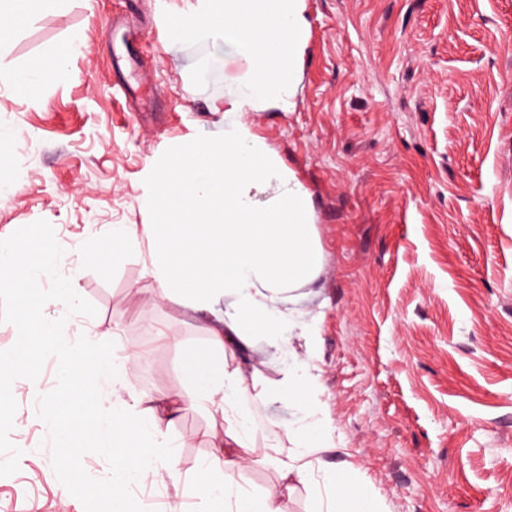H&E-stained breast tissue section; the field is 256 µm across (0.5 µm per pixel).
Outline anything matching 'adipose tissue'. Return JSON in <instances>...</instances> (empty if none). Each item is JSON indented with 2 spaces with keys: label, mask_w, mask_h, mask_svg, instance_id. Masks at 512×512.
<instances>
[{
  "label": "adipose tissue",
  "mask_w": 512,
  "mask_h": 512,
  "mask_svg": "<svg viewBox=\"0 0 512 512\" xmlns=\"http://www.w3.org/2000/svg\"><path fill=\"white\" fill-rule=\"evenodd\" d=\"M65 3L0 0V46L33 17L59 11ZM308 31L305 0H196L188 23L174 31L243 59L245 92L225 99L228 121L221 138L188 144L151 166L142 199L150 223L113 226L88 256L91 265L104 269L145 241L160 297L179 296L207 322L206 344L182 352L186 391L179 395L124 398L116 392L108 407L95 391L98 378L108 370L114 379L128 380L137 355L115 357L108 369L96 361L73 364L70 392L50 420L67 425L60 443L64 455L98 445L103 432H111L112 512H126L128 484L152 481L150 459L171 458L173 443L160 422H175L187 406L207 409L224 421L223 434L215 436L200 467L210 512H285L290 484L309 482L318 473L337 490L340 475L355 471L351 462L333 467L318 457L334 441L328 409L316 397L315 365L303 360L272 377L246 367L227 347L229 341L244 346L260 336L273 360L292 339L315 333L291 297L315 280L324 263L311 193L242 119L249 111H290L300 81L296 62ZM61 74L59 59L40 58L26 73L0 77V82L31 97L46 77ZM281 398L296 400L298 417L257 440L245 400ZM244 462L272 463L282 480L280 490H243L236 471Z\"/></svg>",
  "instance_id": "adipose-tissue-1"
}]
</instances>
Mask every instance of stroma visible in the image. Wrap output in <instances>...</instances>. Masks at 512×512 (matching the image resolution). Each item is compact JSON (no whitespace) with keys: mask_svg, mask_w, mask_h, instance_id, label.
I'll list each match as a JSON object with an SVG mask.
<instances>
[{"mask_svg":"<svg viewBox=\"0 0 512 512\" xmlns=\"http://www.w3.org/2000/svg\"><path fill=\"white\" fill-rule=\"evenodd\" d=\"M194 0H67L0 48V70L60 56L36 98L0 84V236L48 221L60 273L96 316H67L68 341L120 335L143 358L126 393L182 390L180 354L202 345L191 311L149 304L146 245L108 273L86 258L102 230L146 224L152 165L224 134L219 107L245 62L175 39ZM309 36L289 112L245 121L308 187L325 252L298 309L316 324L281 366L320 370L335 448L387 512H512V0H306ZM191 93H184V86ZM36 383L21 378L0 477V512H84L52 466ZM219 422L185 408L174 461L127 490L128 512H208L197 482Z\"/></svg>","mask_w":512,"mask_h":512,"instance_id":"1","label":"stroma"}]
</instances>
